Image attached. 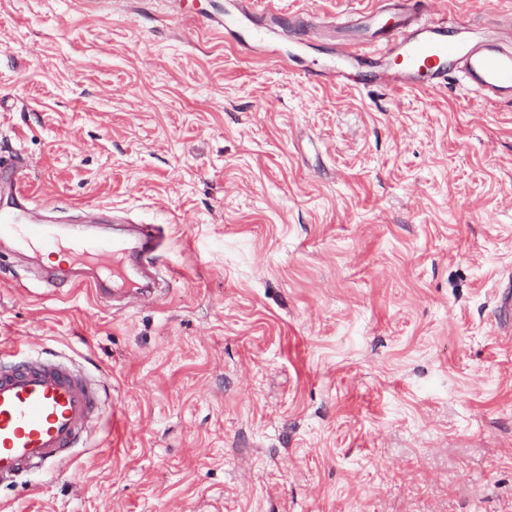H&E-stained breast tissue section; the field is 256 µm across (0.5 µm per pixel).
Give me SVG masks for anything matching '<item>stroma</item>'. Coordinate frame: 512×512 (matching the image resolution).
<instances>
[{
  "label": "stroma",
  "mask_w": 512,
  "mask_h": 512,
  "mask_svg": "<svg viewBox=\"0 0 512 512\" xmlns=\"http://www.w3.org/2000/svg\"><path fill=\"white\" fill-rule=\"evenodd\" d=\"M373 6L0 0V159L55 222L169 246L115 302L0 242V349L68 356L107 412L0 512H512V106L337 81Z\"/></svg>",
  "instance_id": "obj_1"
}]
</instances>
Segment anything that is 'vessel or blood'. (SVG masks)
I'll return each instance as SVG.
<instances>
[{"mask_svg": "<svg viewBox=\"0 0 512 512\" xmlns=\"http://www.w3.org/2000/svg\"><path fill=\"white\" fill-rule=\"evenodd\" d=\"M430 0H377L372 16H393L392 32L370 44L346 41L340 46L339 74L348 62L366 59L388 65V85L400 90L434 91L450 76L464 80L483 102L512 105V40L500 35L458 40L457 27L428 15ZM0 188L12 201L0 207V237L20 247L62 250L74 266L92 269L84 286L104 294L105 283L124 280L131 253L158 252L162 238L150 224L132 239L86 240L80 229L59 233L33 220L31 197L17 170L0 166ZM99 415V388L67 364L32 355L0 365V483L23 473L48 469L70 455L86 426Z\"/></svg>", "mask_w": 512, "mask_h": 512, "instance_id": "1", "label": "vessel or blood"}]
</instances>
